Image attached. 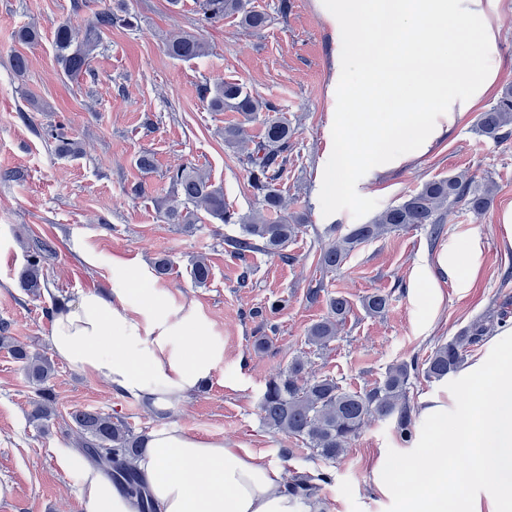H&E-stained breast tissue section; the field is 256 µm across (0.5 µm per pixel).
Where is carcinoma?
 Segmentation results:
<instances>
[{"mask_svg":"<svg viewBox=\"0 0 512 512\" xmlns=\"http://www.w3.org/2000/svg\"><path fill=\"white\" fill-rule=\"evenodd\" d=\"M198 10L204 23L236 15L245 27L258 31L268 22L266 14L249 7V0H198ZM135 19L127 0H117L115 5L105 3L93 10L83 27L76 28L69 22L59 25L54 44L63 73L72 77L87 70L102 34L116 25L132 28ZM167 51L173 58L193 60L205 54L206 46L198 35L181 33L169 39ZM210 107L217 112H239L247 121L259 112L264 113L263 134L246 154L245 163L260 204L266 211L277 214V218L255 222L235 217L224 203L222 187L193 168L179 167L170 177L176 203L163 212V221L189 227L204 215L214 223H237L240 233L229 239L237 255L261 249L273 256L287 257L288 243L300 232L304 221L299 215H280L284 208L280 181L286 164L284 153L291 137L288 122L273 104L254 98L236 82L218 84ZM476 132L492 140L512 136V88L506 89L494 106L479 114ZM51 137L58 155L75 159L82 154L80 143L62 130H56ZM493 192V183L480 184L466 172L428 181L399 204L383 210L371 223L350 225L345 234L321 251L318 265L323 271H333L359 245L389 231L415 224H441L460 203L479 218L488 210ZM54 254L51 243L33 240L19 275V287L23 291L39 297L48 289L43 264ZM190 276L195 285L204 286L211 277V268L204 260L197 259L191 264ZM387 305V296L379 291L363 299L364 308L371 314L383 313ZM329 307L330 316L308 328V344L319 348L328 346L350 312L349 301L341 295L330 299ZM490 331L491 325L477 320L437 346L425 360V377L440 381L457 372L470 349L479 345ZM7 332L8 324L1 322L0 348L19 361L28 379L39 385V398L34 402L31 419L42 426L55 412L53 396L47 387L53 372L51 362L43 353L14 344L6 336ZM414 370L415 366L407 362L394 363L374 387L351 391L333 377L309 374L308 361L297 356L266 384L260 401L262 421L267 427L300 441L323 460L334 462L371 418H394L401 430H409L411 419L406 396ZM70 419V429L76 435L81 454L110 473L126 494L137 499L140 512H157L134 466L143 448L141 436L123 420L99 410L76 409L70 412ZM329 481L330 476L325 472L298 473L288 482L286 490L307 501L316 497L321 485Z\"/></svg>","mask_w":512,"mask_h":512,"instance_id":"carcinoma-1","label":"carcinoma"}]
</instances>
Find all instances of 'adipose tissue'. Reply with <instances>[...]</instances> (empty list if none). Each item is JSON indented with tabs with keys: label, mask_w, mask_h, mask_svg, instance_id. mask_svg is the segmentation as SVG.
<instances>
[{
	"label": "adipose tissue",
	"mask_w": 512,
	"mask_h": 512,
	"mask_svg": "<svg viewBox=\"0 0 512 512\" xmlns=\"http://www.w3.org/2000/svg\"><path fill=\"white\" fill-rule=\"evenodd\" d=\"M498 0H319L336 33L328 149L318 192L340 211L369 181L427 153L494 87ZM111 295L81 294L54 316L50 349L149 409L170 411L224 359L193 305L138 287L124 264ZM159 512H318L288 495L281 467L249 448L159 423L135 462ZM80 512H138L104 473H79Z\"/></svg>",
	"instance_id": "ef3b65f1"
}]
</instances>
